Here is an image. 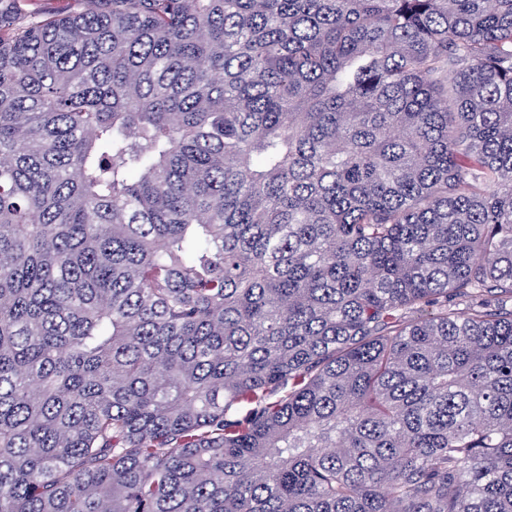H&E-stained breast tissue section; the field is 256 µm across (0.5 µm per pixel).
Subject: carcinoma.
I'll return each mask as SVG.
<instances>
[{
  "label": "carcinoma",
  "mask_w": 512,
  "mask_h": 512,
  "mask_svg": "<svg viewBox=\"0 0 512 512\" xmlns=\"http://www.w3.org/2000/svg\"><path fill=\"white\" fill-rule=\"evenodd\" d=\"M0 11V512H512V0Z\"/></svg>",
  "instance_id": "carcinoma-1"
}]
</instances>
